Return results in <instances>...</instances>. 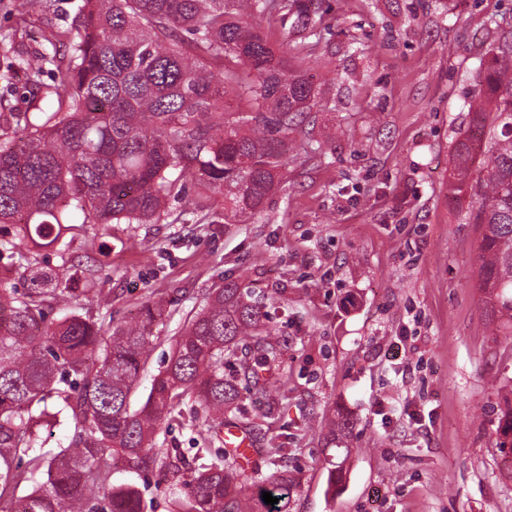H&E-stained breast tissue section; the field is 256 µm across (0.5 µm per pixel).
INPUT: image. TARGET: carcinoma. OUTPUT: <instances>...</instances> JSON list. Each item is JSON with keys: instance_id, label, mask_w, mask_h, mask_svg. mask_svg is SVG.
<instances>
[{"instance_id": "obj_1", "label": "carcinoma", "mask_w": 512, "mask_h": 512, "mask_svg": "<svg viewBox=\"0 0 512 512\" xmlns=\"http://www.w3.org/2000/svg\"><path fill=\"white\" fill-rule=\"evenodd\" d=\"M254 14L293 19L304 32L293 46L298 60L322 40L308 22L307 0H81L70 27L45 36L54 50L76 47L65 65L48 51L19 52L10 62L28 74L32 111L0 105V134L21 133L0 146V224L14 228L0 234V260L33 276L21 291L0 275V502L11 503L9 512H141L137 487L111 483L114 460L177 481L175 512H285L292 491L285 466L244 510V473L233 454L219 449L195 466L155 442L187 398L205 417L206 441L220 439L239 402L237 376L225 375L224 364L258 389L260 371L280 366L286 343L265 324L252 290L236 282L209 289L133 411L147 327L160 310L147 307L142 322L117 326L76 310L50 317L90 293L98 307L108 305L90 271L82 272L84 287H73L70 213L85 224H158L170 216L168 198L183 192L171 178L178 170L197 186L193 212L243 217L287 177L319 90L242 20ZM476 79L468 110L489 159L473 170L471 139L457 140L449 192L470 199L466 220L482 228L476 285L496 331L512 336V30ZM43 248L60 264L41 267ZM502 403L498 451L509 470L512 389ZM62 413L68 445L36 452L41 427ZM264 492L278 503H265Z\"/></svg>"}]
</instances>
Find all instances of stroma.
<instances>
[{
    "label": "stroma",
    "mask_w": 512,
    "mask_h": 512,
    "mask_svg": "<svg viewBox=\"0 0 512 512\" xmlns=\"http://www.w3.org/2000/svg\"><path fill=\"white\" fill-rule=\"evenodd\" d=\"M14 3L0 0V89L23 112L12 48L68 28L79 0H35L22 29ZM310 21L324 34L300 65L320 89L315 129L341 131L324 155L299 152L263 209L232 224L199 222L182 199L170 220L88 224L76 237L113 324L165 309L131 406L207 290L238 280L288 341L264 390L239 384L255 448L247 494L284 456L288 512H512L496 434L512 336L492 335L475 286L480 228L448 202L473 76L512 29V0H315ZM206 430L185 403L157 445L201 464ZM112 481L137 486L143 512H172L176 491L158 472L117 466Z\"/></svg>",
    "instance_id": "1"
}]
</instances>
